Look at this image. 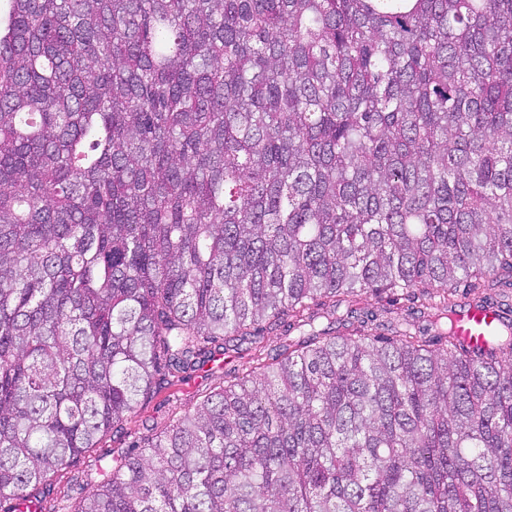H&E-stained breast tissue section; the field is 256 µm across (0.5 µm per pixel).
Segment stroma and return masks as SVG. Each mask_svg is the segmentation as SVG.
Returning a JSON list of instances; mask_svg holds the SVG:
<instances>
[{
    "label": "stroma",
    "instance_id": "35a3bbf8",
    "mask_svg": "<svg viewBox=\"0 0 512 512\" xmlns=\"http://www.w3.org/2000/svg\"><path fill=\"white\" fill-rule=\"evenodd\" d=\"M253 353L249 349L229 352L217 362L191 373L170 394H158L142 403L138 413L124 423V430L117 435L102 437L97 447L74 459L51 478L53 494L47 504L49 512L73 504L78 490L92 491L100 480L103 470L112 465L114 455L128 450L131 443L141 436L146 426H165L173 416L193 410L205 394L223 382L224 371H246L252 364Z\"/></svg>",
    "mask_w": 512,
    "mask_h": 512
}]
</instances>
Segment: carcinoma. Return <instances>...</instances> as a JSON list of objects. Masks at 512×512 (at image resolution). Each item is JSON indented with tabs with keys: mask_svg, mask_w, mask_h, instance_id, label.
I'll use <instances>...</instances> for the list:
<instances>
[{
	"mask_svg": "<svg viewBox=\"0 0 512 512\" xmlns=\"http://www.w3.org/2000/svg\"><path fill=\"white\" fill-rule=\"evenodd\" d=\"M462 284L512 288V0H0L19 512L246 342L71 512H512V323L461 341ZM359 307L365 309V310H373L380 314L378 321H386L390 318L396 317V313H386L385 311L391 309L392 311L400 312V310H396V307H400V305H394L396 296H393L392 294L383 293L381 295H376L372 292H368L365 294H362L359 297ZM394 301V302H392ZM243 345L238 353L230 351L214 364L209 363L204 368L191 373L179 385L162 391L152 399L142 402L139 412L128 417L124 423L123 432L112 435V432L102 437L96 448H90L88 452L74 459L65 468L55 472L51 477L53 494L47 504V510L51 512H68L71 509L61 510L64 505L72 506L74 498L78 496L77 489L73 486L72 478L78 476L83 486L82 495L89 494L102 478L103 470L112 466L113 455L126 452L131 443L145 432L146 425L161 428L168 424L174 415L180 416L193 410L195 405L205 394L215 387L222 385L224 371L236 369L240 373L245 372L252 365L253 351ZM169 394L170 403L165 401ZM79 495V496H82Z\"/></svg>",
	"mask_w": 512,
	"mask_h": 512,
	"instance_id": "cac0c4a2",
	"label": "carcinoma"
}]
</instances>
